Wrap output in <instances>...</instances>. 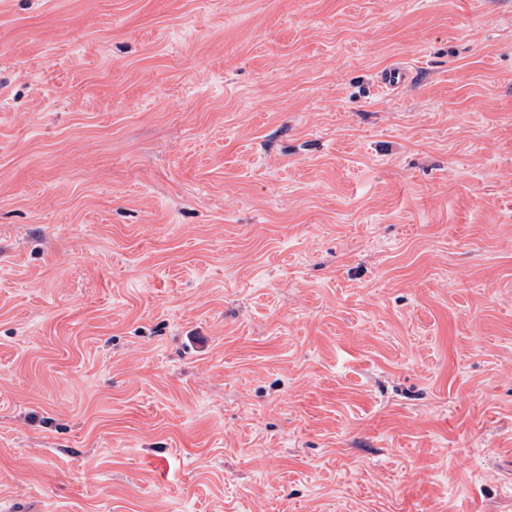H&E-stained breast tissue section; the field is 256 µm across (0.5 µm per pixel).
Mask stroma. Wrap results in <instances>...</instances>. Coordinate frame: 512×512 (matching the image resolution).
I'll list each match as a JSON object with an SVG mask.
<instances>
[{"mask_svg":"<svg viewBox=\"0 0 512 512\" xmlns=\"http://www.w3.org/2000/svg\"><path fill=\"white\" fill-rule=\"evenodd\" d=\"M0 512H512V0H0Z\"/></svg>","mask_w":512,"mask_h":512,"instance_id":"stroma-1","label":"stroma"}]
</instances>
